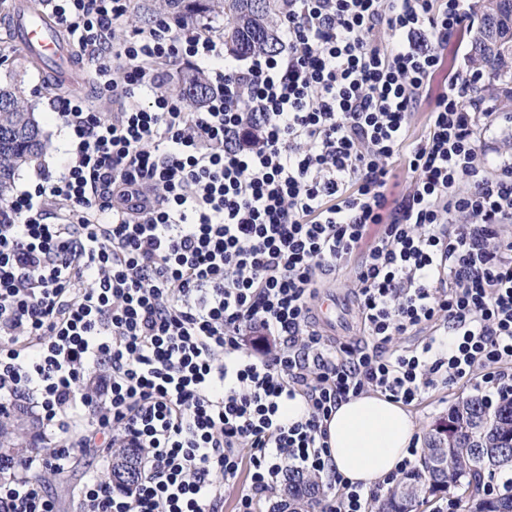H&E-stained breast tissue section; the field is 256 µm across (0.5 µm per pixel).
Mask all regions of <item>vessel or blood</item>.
<instances>
[{
  "instance_id": "vessel-or-blood-1",
  "label": "vessel or blood",
  "mask_w": 512,
  "mask_h": 512,
  "mask_svg": "<svg viewBox=\"0 0 512 512\" xmlns=\"http://www.w3.org/2000/svg\"><path fill=\"white\" fill-rule=\"evenodd\" d=\"M12 38L20 50L42 68H51L60 58L74 55L71 42L64 40L56 24L44 12L21 7L13 0Z\"/></svg>"
}]
</instances>
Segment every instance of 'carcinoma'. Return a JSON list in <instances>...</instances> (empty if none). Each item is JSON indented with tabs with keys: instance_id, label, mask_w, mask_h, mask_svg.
I'll return each mask as SVG.
<instances>
[{
	"instance_id": "obj_1",
	"label": "carcinoma",
	"mask_w": 512,
	"mask_h": 512,
	"mask_svg": "<svg viewBox=\"0 0 512 512\" xmlns=\"http://www.w3.org/2000/svg\"><path fill=\"white\" fill-rule=\"evenodd\" d=\"M184 16L221 12L235 24L224 29V46L237 56L255 50L275 52L279 41L271 26L281 0H167ZM471 63L483 81L474 87L482 97L498 102L497 110L512 113V0H487L478 26L468 30ZM210 92L206 76L198 70L187 74L179 88L185 104L197 108ZM43 131L27 101L9 86H0V202L6 200L16 172L42 155ZM132 463L128 477L111 470L112 485L126 488L139 478L138 454L122 448L113 460ZM512 475V399L496 407L481 397L459 399L448 412L446 425L424 435L419 466L400 480L377 512H413L429 498L448 490L464 493L465 512H512V494L488 499L484 480L490 475ZM321 501L319 481L291 472L282 482L280 503L272 512H317Z\"/></svg>"
}]
</instances>
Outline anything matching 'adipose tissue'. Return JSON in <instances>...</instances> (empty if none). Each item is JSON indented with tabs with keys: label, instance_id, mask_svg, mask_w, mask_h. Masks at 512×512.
<instances>
[{
	"label": "adipose tissue",
	"instance_id": "obj_1",
	"mask_svg": "<svg viewBox=\"0 0 512 512\" xmlns=\"http://www.w3.org/2000/svg\"><path fill=\"white\" fill-rule=\"evenodd\" d=\"M325 427L333 472L365 489L396 468L417 430L402 403L378 393L340 402Z\"/></svg>",
	"mask_w": 512,
	"mask_h": 512
}]
</instances>
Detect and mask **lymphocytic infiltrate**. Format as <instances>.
I'll use <instances>...</instances> for the list:
<instances>
[{"label": "lymphocytic infiltrate", "instance_id": "1", "mask_svg": "<svg viewBox=\"0 0 512 512\" xmlns=\"http://www.w3.org/2000/svg\"><path fill=\"white\" fill-rule=\"evenodd\" d=\"M47 4L124 105L59 100L66 164L0 205V418L32 395L42 423L34 454L0 461V512H56L26 470L117 448L141 449L138 482L89 471L77 512H223L243 473L235 512H257L292 470L328 479L321 512H371L419 450L367 490L332 473L340 401L512 398V114L471 100L478 71L431 87L470 0H284L280 49L244 66L168 13L115 40L134 0ZM185 60L214 87L197 111L164 90ZM349 268L361 344L313 322Z\"/></svg>", "mask_w": 512, "mask_h": 512}]
</instances>
